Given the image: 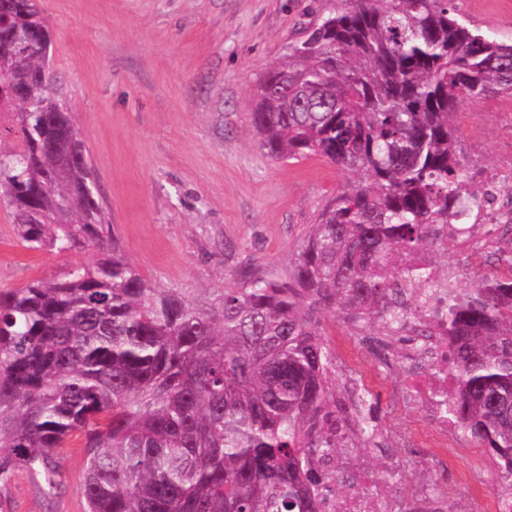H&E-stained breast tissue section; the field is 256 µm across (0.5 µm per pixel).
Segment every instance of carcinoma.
<instances>
[{"instance_id":"cac0c4a2","label":"carcinoma","mask_w":512,"mask_h":512,"mask_svg":"<svg viewBox=\"0 0 512 512\" xmlns=\"http://www.w3.org/2000/svg\"><path fill=\"white\" fill-rule=\"evenodd\" d=\"M454 0H333L259 79L251 124L267 157H320L347 178L288 275L233 288H158L109 234L73 113L54 89L52 28L36 0H0V205L25 246L95 248L59 277L0 292V486L19 467L48 485L84 436L86 512H320L327 469L379 428L372 393L336 398V313L394 336H448V421L512 498V259L448 311L425 253L445 250L491 196L459 156L468 99L512 96V42L460 21ZM288 90H282L283 84Z\"/></svg>"}]
</instances>
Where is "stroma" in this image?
Listing matches in <instances>:
<instances>
[{
    "instance_id": "35a3bbf8",
    "label": "stroma",
    "mask_w": 512,
    "mask_h": 512,
    "mask_svg": "<svg viewBox=\"0 0 512 512\" xmlns=\"http://www.w3.org/2000/svg\"><path fill=\"white\" fill-rule=\"evenodd\" d=\"M50 22L52 70L85 141L100 192L111 212V233L150 282L194 295L235 286L242 268L278 274L290 269L324 202L344 178L318 158L277 162L259 148L250 127L255 86L281 62L288 42L318 22L328 0H37ZM469 28L512 39V0H455ZM460 155L490 165L512 156V97L461 103L454 117ZM485 225L449 241L448 279L458 289L490 272L480 243ZM87 252L27 249L11 214L0 207V291L62 275ZM324 330L337 356L353 355L354 371L336 370L337 396L357 376L398 377L408 344L385 338L384 351L362 347L372 328L326 317ZM373 414L385 432L417 433L423 411L394 387L374 391ZM461 448L447 468L429 448L407 442L398 459L383 454L390 441L362 451L370 470L391 465L407 487L447 479L450 512H466L474 488L460 477L464 464L480 470L484 486L497 472L482 448ZM55 486L16 471L0 488L7 512H85L81 438L61 448Z\"/></svg>"
}]
</instances>
